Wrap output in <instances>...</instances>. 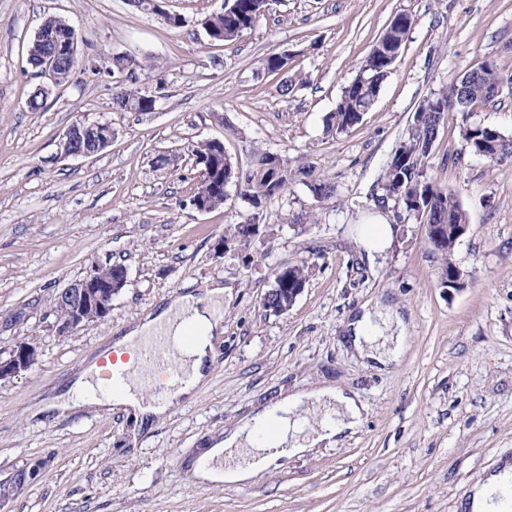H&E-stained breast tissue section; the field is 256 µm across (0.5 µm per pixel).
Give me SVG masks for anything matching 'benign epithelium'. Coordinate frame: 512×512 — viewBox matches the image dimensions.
<instances>
[{
  "label": "benign epithelium",
  "instance_id": "7a95c632",
  "mask_svg": "<svg viewBox=\"0 0 512 512\" xmlns=\"http://www.w3.org/2000/svg\"><path fill=\"white\" fill-rule=\"evenodd\" d=\"M77 33L66 20H60L59 29L47 30L39 27L31 41L29 56L38 57L41 66L39 75L48 83L36 87L35 92L46 97L50 85L57 84L60 58L75 56ZM112 143V125L109 123L79 122L68 129L63 137V152L67 156L92 158ZM99 266H94L84 277L73 281L55 296L59 304L69 308V316L64 321L56 322L58 333L64 334L77 326L105 318L112 309V299L119 295L122 286L127 283V271H122L120 285H115L112 278L98 276ZM278 287L265 296L267 302L273 298L295 303L303 288L288 287L286 272L276 277ZM37 358V347L29 342L14 344L8 356L0 357V379L11 378L20 371L30 367ZM39 466L21 469L4 480H0V507L13 498L14 486L19 482L30 483L36 479Z\"/></svg>",
  "mask_w": 512,
  "mask_h": 512
}]
</instances>
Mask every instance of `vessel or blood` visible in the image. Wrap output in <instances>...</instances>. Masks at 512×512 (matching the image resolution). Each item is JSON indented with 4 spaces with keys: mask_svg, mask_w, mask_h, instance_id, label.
I'll return each instance as SVG.
<instances>
[{
    "mask_svg": "<svg viewBox=\"0 0 512 512\" xmlns=\"http://www.w3.org/2000/svg\"><path fill=\"white\" fill-rule=\"evenodd\" d=\"M137 367L133 373H117L111 362H103L100 374L105 388H112L128 377L148 386L151 395L163 396L169 383L182 379L183 373L172 361V344L166 336L156 335L143 342L135 351Z\"/></svg>",
    "mask_w": 512,
    "mask_h": 512,
    "instance_id": "vessel-or-blood-1",
    "label": "vessel or blood"
}]
</instances>
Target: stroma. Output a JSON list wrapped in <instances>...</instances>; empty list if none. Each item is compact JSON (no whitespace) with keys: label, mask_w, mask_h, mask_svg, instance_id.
Wrapping results in <instances>:
<instances>
[{"label":"stroma","mask_w":512,"mask_h":512,"mask_svg":"<svg viewBox=\"0 0 512 512\" xmlns=\"http://www.w3.org/2000/svg\"><path fill=\"white\" fill-rule=\"evenodd\" d=\"M160 5L153 14L130 0H0V349L25 338L38 350L0 379V479L42 465L0 512H458L478 479L512 460V162L474 155L461 113L438 132L427 174L470 224L454 250L458 288L442 285L422 220L382 200L379 182L419 104L449 78L486 62L512 75V0H274L225 43L203 27L224 0ZM167 13L183 26L169 27ZM399 14L412 25L375 104L347 132L328 133V113ZM51 15L75 28L81 64L34 112L40 79L27 51ZM284 50L298 79L285 97L281 75L258 69ZM117 55L132 63L119 77L88 66ZM145 61L158 77L145 78ZM119 79L145 87L154 109L115 111ZM81 121L112 126L95 158L63 153ZM208 139L243 170L258 149L313 164L335 192L317 199L295 183L262 205L249 244L225 240L250 207L234 192L216 210L192 207V149ZM379 216L392 241L371 257L356 229ZM302 262L309 277L294 305L265 308L278 273ZM105 263L128 271L110 313L58 334L56 293ZM214 281L224 284V334L192 400L144 427L117 407L37 413L118 330ZM369 301L405 319L406 350L384 371L346 339ZM325 383L365 405L353 433L248 485L196 482L192 461L225 426Z\"/></svg>","instance_id":"35a3bbf8"}]
</instances>
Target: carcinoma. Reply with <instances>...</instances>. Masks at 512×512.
Returning <instances> with one entry per match:
<instances>
[{
  "label": "carcinoma",
  "instance_id": "carcinoma-1",
  "mask_svg": "<svg viewBox=\"0 0 512 512\" xmlns=\"http://www.w3.org/2000/svg\"><path fill=\"white\" fill-rule=\"evenodd\" d=\"M272 0H231L222 11L207 17L203 26L213 42H228L250 29L257 16L269 10ZM411 25L406 14L397 15L386 27L368 56L362 61L354 79L344 88L336 102L334 112L326 119V132L343 133L362 119V114L374 105L383 82L391 73L400 48L405 44ZM478 81L461 94L459 83L452 80L438 92L424 99L418 106L406 136L395 150L382 177L384 196L404 205L407 211L418 216L427 215L423 222L426 238L433 244L443 259L440 273L441 284L448 286V275L457 269L453 261L454 248L458 242L456 230L468 224L466 211L457 197L429 181L426 173L432 151L427 134L447 119L448 112H459L463 117L460 134L475 155L496 163L512 161V138L499 136L503 143L493 151L488 142L494 140L492 132L497 127L468 121L469 111L477 103L488 101L483 95L487 87H502L512 83L498 69L484 63L479 68ZM153 96L142 87L117 85L112 94V105L116 108L143 107L149 112L148 103ZM195 163L200 167L201 180L193 198H205L212 208L224 205L221 185L234 186L241 197L259 208L263 203L284 193L289 185L299 180L307 186L314 197L321 199L333 192V186L314 175L311 165L292 167L278 155L268 151L255 153L254 164L246 172L236 169L233 163H224V157L214 152V146L203 142L192 150ZM254 218L244 215L240 221L230 225L231 237L240 243H248L255 235Z\"/></svg>",
  "mask_w": 512,
  "mask_h": 512
}]
</instances>
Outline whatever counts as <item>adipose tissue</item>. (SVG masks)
Instances as JSON below:
<instances>
[{
    "label": "adipose tissue",
    "instance_id": "1",
    "mask_svg": "<svg viewBox=\"0 0 512 512\" xmlns=\"http://www.w3.org/2000/svg\"><path fill=\"white\" fill-rule=\"evenodd\" d=\"M223 320V283H213L201 294L173 297L168 304L148 313L117 336L110 350L118 355L133 353L143 340L160 330L178 341L183 325L193 324L196 341L178 349V361L186 374L184 381L169 386L159 399L146 397L143 385L136 382L107 390L99 385V368L92 360L66 392L54 399L51 410L63 413L82 404L114 405L132 410L140 423L165 416L182 402L191 400L198 386L206 381L214 342L224 333ZM393 326L392 332H385L370 311H363L351 324L350 342L354 351L364 362L381 370L397 364L407 345L402 315H395ZM305 405H319L331 413L308 437L303 436V428L296 418L298 409ZM363 410L356 397L332 385L288 395L228 431L223 441L217 442L196 462L194 475L204 485L249 483L261 472L276 466L281 458L305 454L323 443L334 444L344 431L361 423ZM511 478L512 466L506 464L477 481L461 499V512H502L501 492Z\"/></svg>",
    "mask_w": 512,
    "mask_h": 512
}]
</instances>
